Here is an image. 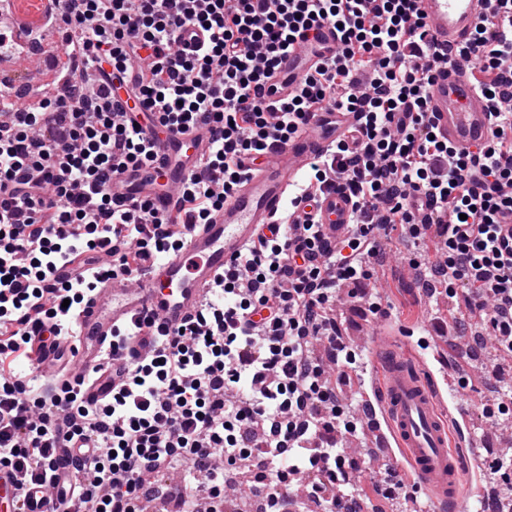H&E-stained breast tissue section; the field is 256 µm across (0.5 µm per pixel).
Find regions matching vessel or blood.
Returning <instances> with one entry per match:
<instances>
[{
  "label": "vessel or blood",
  "instance_id": "obj_1",
  "mask_svg": "<svg viewBox=\"0 0 512 512\" xmlns=\"http://www.w3.org/2000/svg\"><path fill=\"white\" fill-rule=\"evenodd\" d=\"M49 2L37 0L36 8L31 9L24 0H18V38L27 37L29 26L42 22ZM415 4L427 25L429 40L441 52L449 53L469 37L484 12L485 0H415ZM338 45L334 27L326 23L312 42L285 55L275 78L278 97L296 92L301 78L320 58L335 54ZM105 91L125 116L140 113V103L118 82H110ZM428 97L430 116L441 138L459 147L488 139L489 104L461 70L438 66ZM359 125L360 117L354 112L315 113L288 143L268 149L209 223L186 230L179 251L150 259L130 274L125 287L104 281L78 317L76 336L61 338L53 346L43 344L40 336H32L31 368L44 389L53 387L59 362L73 357L92 374L91 380L80 386L81 402L88 407L103 403L113 385L124 377L123 363L101 364L113 326L143 320L131 347L137 358L150 355L158 327L177 329L200 308L219 273L237 261L246 245L258 235H272L289 194L310 164L327 155L337 139ZM152 135L156 151L153 167L144 172H118L109 189L114 202L127 204L147 197L174 218L180 192L195 160L206 152L212 133L202 125L189 137L163 128L153 130ZM351 212L350 198L337 186L315 200L300 202L297 208L300 218L321 224L325 237L332 241L347 232ZM371 343L374 350L392 358L377 406L410 464L414 483L429 494L425 512H478V503L460 493L461 468L448 448V425L437 402L446 400L458 420L464 422L470 419L471 407L461 402L456 391H440L425 357L411 364L400 358L396 337L378 331ZM92 456L89 448L60 449L47 465L45 479L29 482L26 498L18 506L8 507L7 512H71L73 496L66 488L83 479L84 467Z\"/></svg>",
  "mask_w": 512,
  "mask_h": 512
}]
</instances>
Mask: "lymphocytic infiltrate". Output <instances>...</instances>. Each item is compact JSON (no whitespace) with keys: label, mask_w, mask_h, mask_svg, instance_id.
I'll return each instance as SVG.
<instances>
[{"label":"lymphocytic infiltrate","mask_w":512,"mask_h":512,"mask_svg":"<svg viewBox=\"0 0 512 512\" xmlns=\"http://www.w3.org/2000/svg\"><path fill=\"white\" fill-rule=\"evenodd\" d=\"M70 33L51 88L17 107L0 87V468L42 478L55 449H97L74 512H142L149 487L186 468L184 512H221L227 477L243 472L274 504L365 512L343 482L360 470L336 452L356 436L358 406L343 388L358 354L332 313L340 296L365 300L367 267L393 232L434 233L435 258H411L427 296L461 291L485 313V335L512 354V252L498 243L512 214V0L492 9L448 64L465 69L491 108L489 140L474 149L436 138L428 89L439 56L414 0H52ZM339 49L297 93L265 91L280 57L322 23ZM206 31L199 49L179 30ZM119 74L159 127L213 131L182 192L189 224L207 223L272 144L315 112H357L356 134L314 162L312 197L342 182L353 201L349 236L320 225L295 239L258 236L183 329H160L152 357L130 366L111 397L81 405L73 387L46 400L24 368L32 335H71L104 278L121 279L181 246L171 220L142 199L113 201L117 168L151 166L153 142L102 93ZM112 249L81 280L51 274L76 256ZM366 301V300H365Z\"/></svg>","instance_id":"f902f5d3"}]
</instances>
